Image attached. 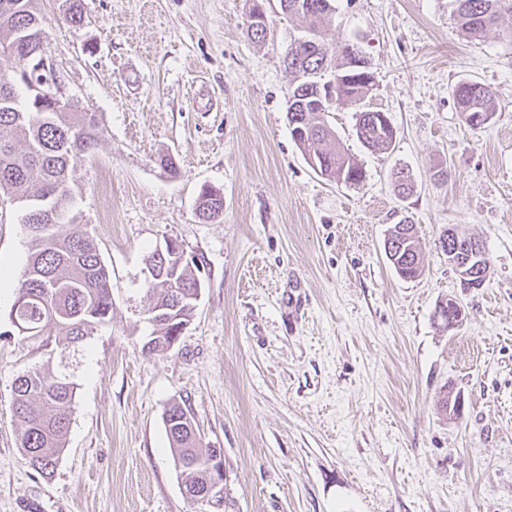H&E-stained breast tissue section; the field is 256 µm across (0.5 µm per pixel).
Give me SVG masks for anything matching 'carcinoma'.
<instances>
[{
  "label": "carcinoma",
  "instance_id": "1",
  "mask_svg": "<svg viewBox=\"0 0 512 512\" xmlns=\"http://www.w3.org/2000/svg\"><path fill=\"white\" fill-rule=\"evenodd\" d=\"M301 10L294 16L305 26L290 38L284 63L293 76L288 111L311 129V137L301 146L315 157L320 174L338 182L357 184L364 171L339 145L325 124V112L315 97L316 85L328 74L344 77L353 70L355 56L361 53L357 39L335 41L328 26L335 13L334 0H298ZM460 27L481 38L498 26L503 15H512V0H448ZM39 0H22V9L0 15V52L8 53L14 67L23 66V48L17 34L31 36L45 28ZM335 43V51L327 45ZM368 83L344 88V101L359 103L367 96ZM463 121L477 128L476 112L494 115L493 88L476 80H461L453 88ZM99 121L92 112H56L40 106L28 95L15 74L0 75V192H7L23 203L22 224L29 238V257L19 275L16 299L9 313L11 325L23 326L24 337L36 339L54 334L60 337V358L67 349L83 341L93 330L112 320L114 302L108 269L94 239L71 231L73 219L64 207L72 188L68 170L75 158L91 150L99 139ZM356 133L369 150L387 151L396 132L384 124L378 110L356 112ZM203 206L198 219L217 221L224 215V197L209 187L201 189ZM385 242L386 256L405 279L422 272V257L414 225H394ZM158 267L161 280L147 285L148 311L154 332L143 344L153 352L167 350L177 338V325L192 316L190 295L202 283V263L197 257L178 262L165 254L147 256ZM77 383L73 375L51 361L20 375L14 384L12 409L20 425L19 450L25 463L42 475L54 471L66 447ZM188 409L174 402L164 411V423L175 463L181 464L186 494L195 497L210 489L206 461L194 468L183 462L199 452V431L193 426Z\"/></svg>",
  "mask_w": 512,
  "mask_h": 512
}]
</instances>
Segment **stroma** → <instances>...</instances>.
<instances>
[{
    "label": "stroma",
    "instance_id": "obj_1",
    "mask_svg": "<svg viewBox=\"0 0 512 512\" xmlns=\"http://www.w3.org/2000/svg\"><path fill=\"white\" fill-rule=\"evenodd\" d=\"M80 3L77 27L67 0L40 7L65 101L99 118L67 207L115 307L68 359L74 411L47 478L21 457L12 400L50 349L18 336L16 290H0V512H194L163 423L175 401L222 451L224 512H512V17L474 39L448 0H336L337 39L358 37L375 72L365 104L396 130L375 152L356 106L326 114L365 172L345 184L291 135L282 57L299 21L278 0L262 2V42L249 0ZM466 78L495 90L486 128L460 116L452 89ZM205 186L224 196L220 221L195 215ZM21 214L0 194V268L15 275ZM403 221L423 250L414 279L383 248ZM450 228L486 248L479 289L461 288L438 247ZM170 240L201 258L202 294L179 342L149 353L145 259ZM451 298L464 319L448 330L436 310ZM448 386L464 399L454 419L438 404Z\"/></svg>",
    "mask_w": 512,
    "mask_h": 512
}]
</instances>
